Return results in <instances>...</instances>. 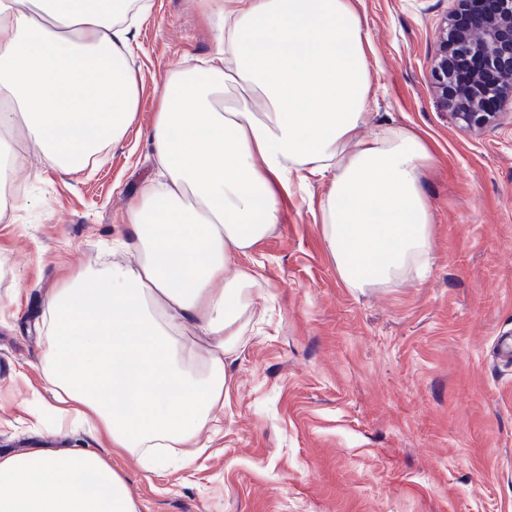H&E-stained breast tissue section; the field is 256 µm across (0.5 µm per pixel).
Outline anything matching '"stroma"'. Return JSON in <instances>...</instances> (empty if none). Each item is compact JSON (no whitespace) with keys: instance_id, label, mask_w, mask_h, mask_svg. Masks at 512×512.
Returning a JSON list of instances; mask_svg holds the SVG:
<instances>
[{"instance_id":"stroma-1","label":"stroma","mask_w":512,"mask_h":512,"mask_svg":"<svg viewBox=\"0 0 512 512\" xmlns=\"http://www.w3.org/2000/svg\"><path fill=\"white\" fill-rule=\"evenodd\" d=\"M370 95L357 138L411 130L432 262L386 286L351 288L325 245L329 179L277 196L279 222L246 263L259 285L229 365L224 406L192 463L145 471L113 452L139 512H512V121L461 131L430 73L452 0H353ZM210 0H150L129 35L138 115L77 171L8 137L0 210V455L105 451L91 423L45 429L47 300L71 270L125 262L111 245L159 168L149 141L175 69L220 48Z\"/></svg>"}]
</instances>
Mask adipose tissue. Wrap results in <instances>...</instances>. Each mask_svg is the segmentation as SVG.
I'll return each mask as SVG.
<instances>
[{"instance_id":"1","label":"adipose tissue","mask_w":512,"mask_h":512,"mask_svg":"<svg viewBox=\"0 0 512 512\" xmlns=\"http://www.w3.org/2000/svg\"><path fill=\"white\" fill-rule=\"evenodd\" d=\"M132 0H0V133L24 124L51 167L85 163L138 112ZM224 43L174 71L152 124L159 179L124 217L131 260L78 269L47 302L44 375L57 421L94 419L146 469L189 464L224 403L257 279L248 256L278 224V190L330 177L322 233L341 279L383 285L431 260L422 139L389 126L354 152L370 91L350 0H224ZM264 108H257V101ZM0 512H139L97 451L0 456Z\"/></svg>"}]
</instances>
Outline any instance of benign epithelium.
<instances>
[{"mask_svg": "<svg viewBox=\"0 0 512 512\" xmlns=\"http://www.w3.org/2000/svg\"><path fill=\"white\" fill-rule=\"evenodd\" d=\"M457 4L438 31L439 54L431 71L438 102L451 108L459 128L479 133L512 110V0H500L496 12H484L476 0ZM474 58L498 78L497 106L490 110L478 103L479 87L453 90L449 87L453 57Z\"/></svg>", "mask_w": 512, "mask_h": 512, "instance_id": "7a95c632", "label": "benign epithelium"}]
</instances>
